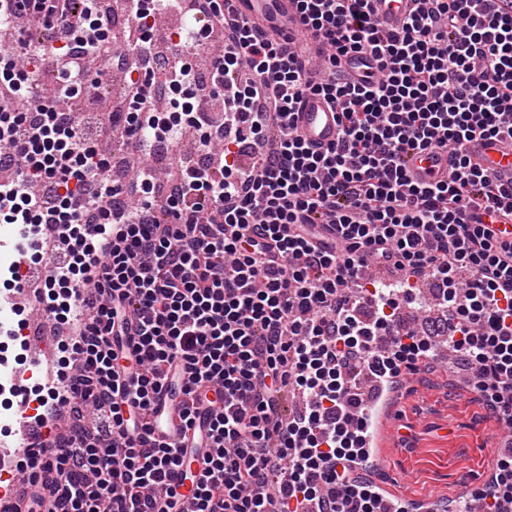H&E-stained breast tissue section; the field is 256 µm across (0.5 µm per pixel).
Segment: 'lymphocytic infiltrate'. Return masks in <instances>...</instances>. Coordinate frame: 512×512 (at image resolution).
<instances>
[{"label":"lymphocytic infiltrate","mask_w":512,"mask_h":512,"mask_svg":"<svg viewBox=\"0 0 512 512\" xmlns=\"http://www.w3.org/2000/svg\"><path fill=\"white\" fill-rule=\"evenodd\" d=\"M197 2L224 50L205 74L174 63L159 108L140 60L112 54L98 0H0V20L39 28L66 66L108 55L129 77L126 111L86 130L61 105L81 82L45 97L36 55L0 52V167L19 166L0 184V223L28 225L24 262L54 266L10 283L69 332L58 377L73 426L49 512H173L180 451L148 415L176 360L187 391L220 398L194 512H392L354 475L369 461L364 383L416 371L442 336L512 430V236L495 225L512 215V183L466 154L475 138L512 137V0H414L397 32L369 0H298L324 44L318 82L301 45L230 0ZM362 51L376 82L339 66ZM310 92L340 113L320 151L290 128ZM444 147L448 179L413 182L406 155ZM368 263L402 293L371 286ZM427 280L442 313L404 329V295ZM468 498L478 512L512 504V453Z\"/></svg>","instance_id":"lymphocytic-infiltrate-1"}]
</instances>
